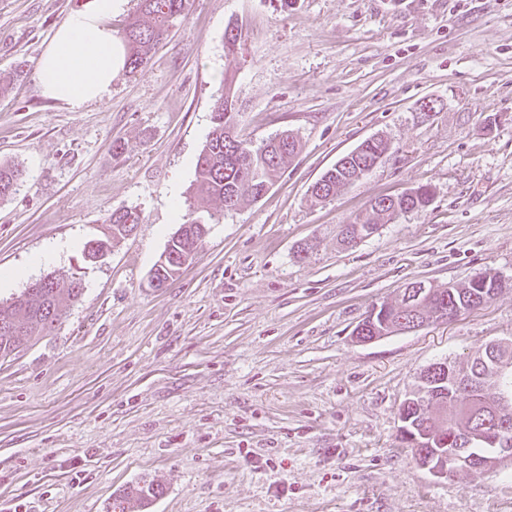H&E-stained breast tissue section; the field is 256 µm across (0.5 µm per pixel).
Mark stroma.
I'll use <instances>...</instances> for the list:
<instances>
[{"label": "stroma", "instance_id": "stroma-1", "mask_svg": "<svg viewBox=\"0 0 512 512\" xmlns=\"http://www.w3.org/2000/svg\"><path fill=\"white\" fill-rule=\"evenodd\" d=\"M89 2L0 0V163L23 171L0 201V272L19 273L0 300L54 273L85 285L52 334L0 358V512H108L144 479L163 489L148 512H512V463L439 480L397 436L425 367L512 339V0H191L142 71L72 109L35 69ZM228 74L239 136L288 129L301 148L153 287ZM377 136L374 171L312 203ZM419 186L429 207L337 245L372 200ZM121 206L140 224L86 263ZM485 271L505 287L479 309L355 339L409 283Z\"/></svg>", "mask_w": 512, "mask_h": 512}]
</instances>
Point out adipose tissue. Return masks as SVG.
<instances>
[{
  "label": "adipose tissue",
  "instance_id": "1",
  "mask_svg": "<svg viewBox=\"0 0 512 512\" xmlns=\"http://www.w3.org/2000/svg\"><path fill=\"white\" fill-rule=\"evenodd\" d=\"M125 3L92 0L62 21L38 61L35 79L43 96L78 107L110 92L125 64V44L112 26Z\"/></svg>",
  "mask_w": 512,
  "mask_h": 512
}]
</instances>
